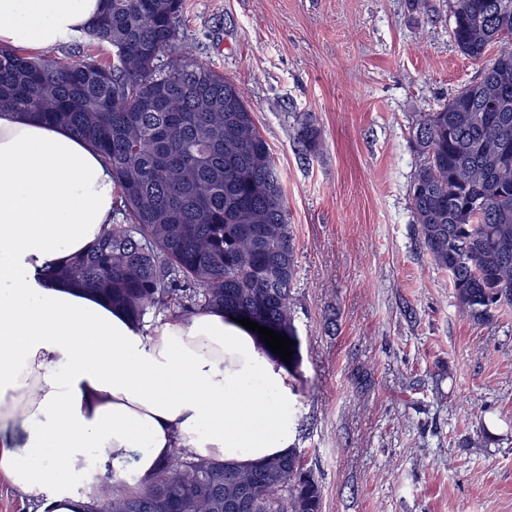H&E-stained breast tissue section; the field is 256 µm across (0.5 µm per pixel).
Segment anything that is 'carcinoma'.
Wrapping results in <instances>:
<instances>
[{
  "label": "carcinoma",
  "instance_id": "1",
  "mask_svg": "<svg viewBox=\"0 0 512 512\" xmlns=\"http://www.w3.org/2000/svg\"><path fill=\"white\" fill-rule=\"evenodd\" d=\"M79 35L112 48L90 56L33 58L0 49V110L67 127L103 155L119 188L101 239L56 271L95 290L136 324L178 304L249 315L295 341L290 364L259 342L281 367H295L300 339L292 307L297 278L293 225L278 165L237 84L203 65L180 37L183 0H107ZM450 38L481 64L476 76L413 135L422 164L409 195L418 236L448 272L458 311L478 322L512 307V0H453ZM508 107L481 118L490 97ZM305 154L323 142L308 113L295 128ZM251 486L242 512H322V489L298 448L239 465L174 453L132 495L100 481L95 512H153L163 499L175 512H218L226 482Z\"/></svg>",
  "mask_w": 512,
  "mask_h": 512
}]
</instances>
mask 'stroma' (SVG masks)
Listing matches in <instances>:
<instances>
[{
    "instance_id": "stroma-1",
    "label": "stroma",
    "mask_w": 512,
    "mask_h": 512,
    "mask_svg": "<svg viewBox=\"0 0 512 512\" xmlns=\"http://www.w3.org/2000/svg\"><path fill=\"white\" fill-rule=\"evenodd\" d=\"M450 0H185L196 58L255 111L288 195L300 362L292 445L323 512H512V308L459 313L408 188L423 113L479 69ZM314 113L317 155L293 126Z\"/></svg>"
}]
</instances>
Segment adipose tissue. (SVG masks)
Segmentation results:
<instances>
[{
	"label": "adipose tissue",
	"mask_w": 512,
	"mask_h": 512,
	"mask_svg": "<svg viewBox=\"0 0 512 512\" xmlns=\"http://www.w3.org/2000/svg\"><path fill=\"white\" fill-rule=\"evenodd\" d=\"M105 7L0 0V45L43 55ZM116 196L87 142L0 111V473L50 512H86L128 462L138 480L114 493L140 490L177 448L250 463L292 442L287 375L223 311L144 331L99 293L44 277L98 241Z\"/></svg>",
	"instance_id": "obj_1"
}]
</instances>
